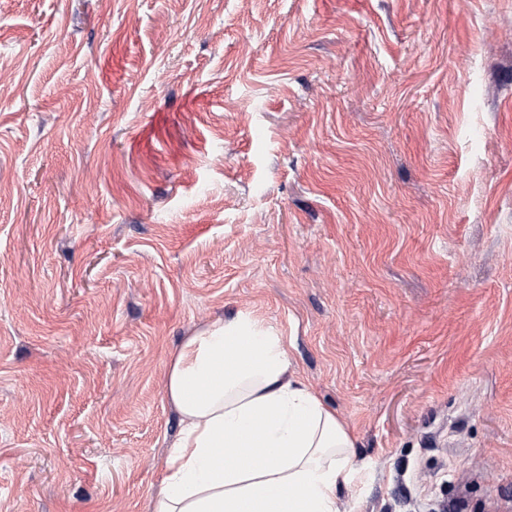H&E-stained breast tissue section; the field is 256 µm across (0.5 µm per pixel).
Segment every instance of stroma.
<instances>
[{
	"instance_id": "1",
	"label": "stroma",
	"mask_w": 512,
	"mask_h": 512,
	"mask_svg": "<svg viewBox=\"0 0 512 512\" xmlns=\"http://www.w3.org/2000/svg\"><path fill=\"white\" fill-rule=\"evenodd\" d=\"M241 311L346 512H512V0H0V512H150Z\"/></svg>"
}]
</instances>
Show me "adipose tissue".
<instances>
[{
  "label": "adipose tissue",
  "mask_w": 512,
  "mask_h": 512,
  "mask_svg": "<svg viewBox=\"0 0 512 512\" xmlns=\"http://www.w3.org/2000/svg\"><path fill=\"white\" fill-rule=\"evenodd\" d=\"M166 392L180 431L151 512H341L355 441L272 325L240 312L196 331Z\"/></svg>",
  "instance_id": "obj_1"
}]
</instances>
